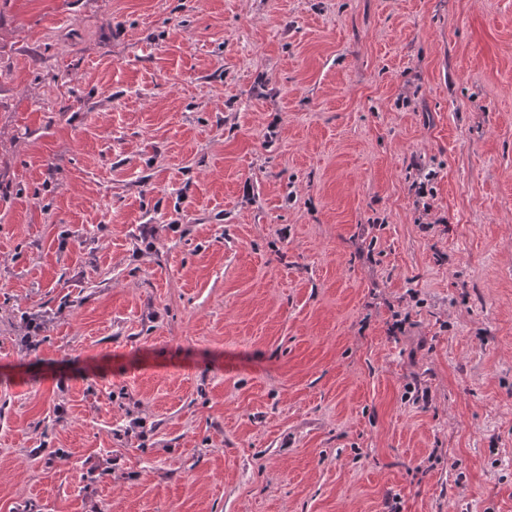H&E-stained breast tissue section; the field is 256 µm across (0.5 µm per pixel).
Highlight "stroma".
Returning <instances> with one entry per match:
<instances>
[{"label":"stroma","mask_w":512,"mask_h":512,"mask_svg":"<svg viewBox=\"0 0 512 512\" xmlns=\"http://www.w3.org/2000/svg\"><path fill=\"white\" fill-rule=\"evenodd\" d=\"M388 499L512 512V0H0V512Z\"/></svg>","instance_id":"35a3bbf8"}]
</instances>
